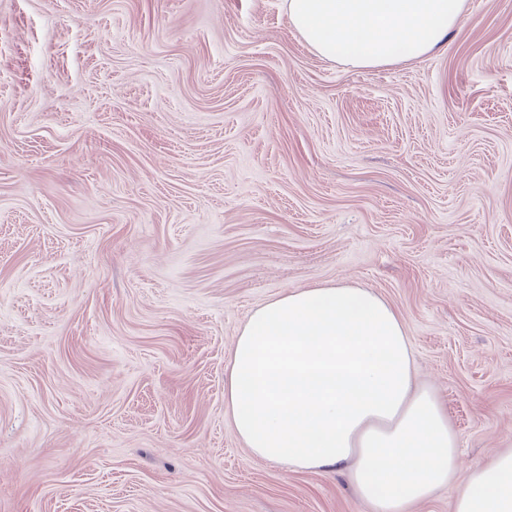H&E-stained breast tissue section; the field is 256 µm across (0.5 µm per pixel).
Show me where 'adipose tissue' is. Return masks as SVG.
<instances>
[{
	"label": "adipose tissue",
	"instance_id": "obj_1",
	"mask_svg": "<svg viewBox=\"0 0 512 512\" xmlns=\"http://www.w3.org/2000/svg\"><path fill=\"white\" fill-rule=\"evenodd\" d=\"M467 0H284L318 56L355 69L421 58L447 43ZM226 414L257 458L289 471L348 468L373 512H406L454 482L458 440L435 393L414 383L400 316L373 290L303 288L239 329ZM454 512H512V449L471 467Z\"/></svg>",
	"mask_w": 512,
	"mask_h": 512
}]
</instances>
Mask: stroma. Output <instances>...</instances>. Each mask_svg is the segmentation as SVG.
<instances>
[{"label": "stroma", "mask_w": 512, "mask_h": 512, "mask_svg": "<svg viewBox=\"0 0 512 512\" xmlns=\"http://www.w3.org/2000/svg\"><path fill=\"white\" fill-rule=\"evenodd\" d=\"M336 284L461 469L512 448V0L375 69L282 0H0V512H372L224 409L252 311Z\"/></svg>", "instance_id": "obj_1"}]
</instances>
